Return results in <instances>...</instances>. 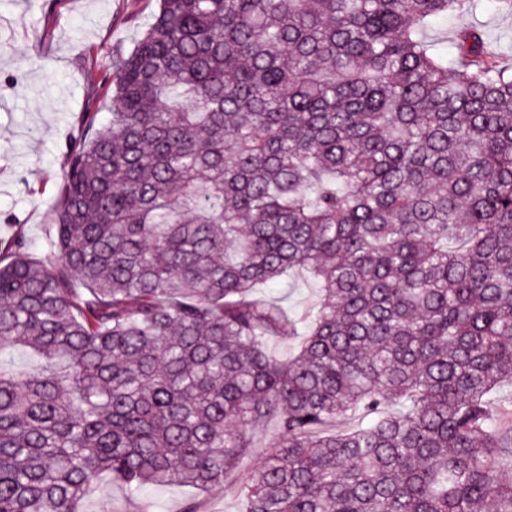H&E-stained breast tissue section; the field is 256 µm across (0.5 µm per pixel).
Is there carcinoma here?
I'll use <instances>...</instances> for the list:
<instances>
[{"label": "carcinoma", "mask_w": 512, "mask_h": 512, "mask_svg": "<svg viewBox=\"0 0 512 512\" xmlns=\"http://www.w3.org/2000/svg\"><path fill=\"white\" fill-rule=\"evenodd\" d=\"M467 3L160 0L87 70L49 253L0 245V512L229 489L268 420L241 512H512V69L429 37ZM281 304L292 313H301L314 304L318 297V289L314 280L307 274H299L293 286L286 294H278ZM277 433V426L274 421H270L255 430L252 434V443L256 448H250L248 455L245 456L244 465L249 468L256 467L261 461L263 449Z\"/></svg>", "instance_id": "cac0c4a2"}]
</instances>
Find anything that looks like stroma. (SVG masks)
I'll list each match as a JSON object with an SVG mask.
<instances>
[{
    "instance_id": "stroma-1",
    "label": "stroma",
    "mask_w": 512,
    "mask_h": 512,
    "mask_svg": "<svg viewBox=\"0 0 512 512\" xmlns=\"http://www.w3.org/2000/svg\"><path fill=\"white\" fill-rule=\"evenodd\" d=\"M158 0H0V239L23 233L32 259L45 253L56 185L86 98L85 74L114 50L130 51ZM480 27L499 61L512 65V15L473 0L440 24L437 37ZM46 53L38 65V53ZM239 512L237 497L217 487L150 489L128 496L108 474L93 480L81 512Z\"/></svg>"
}]
</instances>
